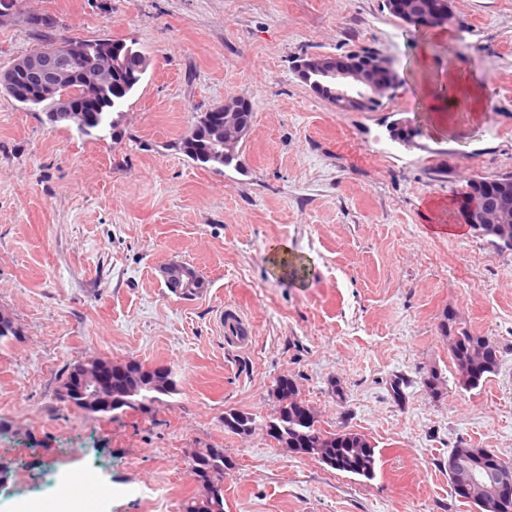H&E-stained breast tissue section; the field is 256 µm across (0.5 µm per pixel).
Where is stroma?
<instances>
[{
  "label": "stroma",
  "instance_id": "obj_1",
  "mask_svg": "<svg viewBox=\"0 0 512 512\" xmlns=\"http://www.w3.org/2000/svg\"><path fill=\"white\" fill-rule=\"evenodd\" d=\"M451 9L437 37L383 0H20L0 69L37 48L31 15L59 39L133 41L150 67L116 140L0 95V310L21 333L0 346V512H45L49 472L86 480L55 512H180L204 491L187 455L205 445L233 461L225 512H474L448 456L464 444L512 463V250L465 225L460 190L512 174V0ZM366 49L401 79L373 112L336 111L293 70ZM462 74L480 104L427 111L421 90ZM230 96L254 118L237 167L218 172L177 143ZM401 120L419 126L414 146L391 138ZM284 243L297 275L274 261ZM173 263L198 272L199 294L167 288ZM228 306L250 323L247 348L224 342ZM448 314L501 352L479 388L456 383ZM89 356L168 369L176 391L148 414L65 406L62 375ZM432 370L438 394L422 384ZM281 376L323 429L367 435L375 479L225 429L231 409L274 414Z\"/></svg>",
  "mask_w": 512,
  "mask_h": 512
}]
</instances>
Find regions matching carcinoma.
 Returning <instances> with one entry per match:
<instances>
[{
  "instance_id": "cac0c4a2",
  "label": "carcinoma",
  "mask_w": 512,
  "mask_h": 512,
  "mask_svg": "<svg viewBox=\"0 0 512 512\" xmlns=\"http://www.w3.org/2000/svg\"><path fill=\"white\" fill-rule=\"evenodd\" d=\"M30 27L42 36V48H48L55 41L51 31L56 21H47L33 16L28 19ZM149 68V58L137 49H130L123 55V63L112 72L109 86L95 94V108L88 117L89 131L96 132L112 129L113 114L120 111L126 99L139 87ZM13 90L0 87V93L25 106L27 98L39 91L40 83L35 77L21 72L12 73ZM179 150L195 163L207 165L220 171L238 162L239 154H224V144L211 138L210 129L199 121H194L189 132L180 139ZM473 233L489 238L490 244L502 248L506 240L512 239V224H472ZM448 331L452 358L456 370L457 383L464 389H476L499 370L500 356L498 347L487 337L479 336L460 326L456 318L448 317L442 324ZM173 394V391L164 393ZM160 392L146 391L122 405L119 411L137 409L151 410L154 405L163 402ZM295 401L279 402L278 408L265 426L285 435L288 447L294 453L307 456L329 468L371 480L379 466V456L372 441L364 434L352 431H323L313 418L307 423L293 418ZM258 426L256 417L248 412L228 410L224 412V427L239 435H249ZM188 465L208 474L209 485L205 493L191 497L183 502L182 512H224V471L232 466L224 456V449L205 446L195 449L194 456L188 458Z\"/></svg>"
}]
</instances>
